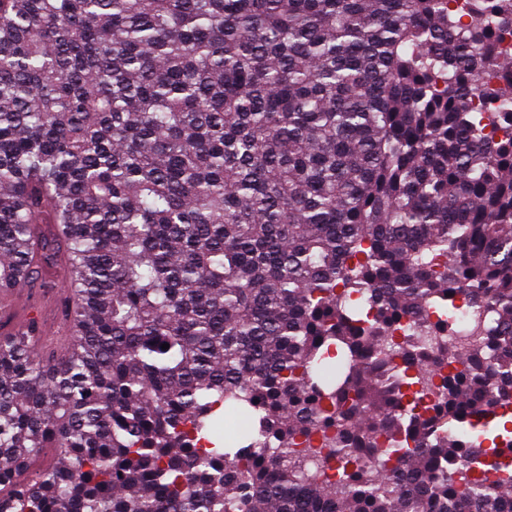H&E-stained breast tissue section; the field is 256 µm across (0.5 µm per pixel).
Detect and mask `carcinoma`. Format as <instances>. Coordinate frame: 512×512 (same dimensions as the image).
Instances as JSON below:
<instances>
[{"instance_id": "obj_1", "label": "carcinoma", "mask_w": 512, "mask_h": 512, "mask_svg": "<svg viewBox=\"0 0 512 512\" xmlns=\"http://www.w3.org/2000/svg\"><path fill=\"white\" fill-rule=\"evenodd\" d=\"M509 33L512 0H0V292L62 254L71 302L64 355L0 333V512H512L463 437L512 434Z\"/></svg>"}]
</instances>
